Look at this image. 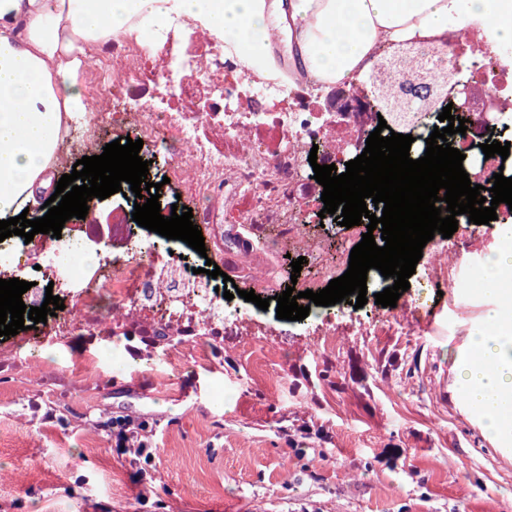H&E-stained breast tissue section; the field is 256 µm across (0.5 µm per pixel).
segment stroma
<instances>
[{"label": "stroma", "mask_w": 512, "mask_h": 512, "mask_svg": "<svg viewBox=\"0 0 512 512\" xmlns=\"http://www.w3.org/2000/svg\"><path fill=\"white\" fill-rule=\"evenodd\" d=\"M444 336L337 306L334 348L275 317L262 340L159 338L134 323L88 377L30 343L0 356V512H512V452L461 400L480 298L454 314L410 287ZM144 424L152 457L116 448L112 423Z\"/></svg>", "instance_id": "35a3bbf8"}]
</instances>
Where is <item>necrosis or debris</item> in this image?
Returning a JSON list of instances; mask_svg holds the SVG:
<instances>
[{
    "label": "necrosis or debris",
    "mask_w": 512,
    "mask_h": 512,
    "mask_svg": "<svg viewBox=\"0 0 512 512\" xmlns=\"http://www.w3.org/2000/svg\"><path fill=\"white\" fill-rule=\"evenodd\" d=\"M467 58L480 91L473 108L490 107L500 118L512 117V65L490 60L483 43L457 35L416 39L403 56L397 83L435 80L448 64ZM112 98V112L92 104L77 124L83 151L97 146L95 133L104 121L146 144L157 145L168 160L165 171L181 196L192 203V222L205 239L212 263L224 262L225 233L246 239L238 264L251 283L261 285L273 276L277 251L313 256L315 276L298 280L296 291H319L344 274L337 252L310 233L316 223L315 197L305 160L319 146L321 163L345 171L353 141L367 138L368 126L356 112H318L304 88L246 67L238 54L178 20L169 26L160 44L118 38L112 42V61L102 75ZM164 91L171 106L160 110L141 98L143 90ZM485 138L475 129L453 135L462 146L463 168L502 172L512 177V162L501 156L482 159ZM460 238L435 236L421 263L426 288L472 286L482 269L489 246L465 248L472 233L469 217H458ZM127 224L117 233L98 235L70 255L51 254L50 235L35 234L30 245L0 252V278L12 279L18 268H40L59 292L75 297L77 311L57 318L48 337L64 343L75 333L98 331L108 336L121 318L151 328L166 327L173 336L210 331L224 323L226 311L214 297L185 287L188 267L173 257L146 260L127 247Z\"/></svg>",
    "instance_id": "obj_1"
}]
</instances>
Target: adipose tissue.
Here are the masks:
<instances>
[{"label":"adipose tissue","instance_id":"1","mask_svg":"<svg viewBox=\"0 0 512 512\" xmlns=\"http://www.w3.org/2000/svg\"><path fill=\"white\" fill-rule=\"evenodd\" d=\"M184 17L266 74L272 37L287 34L289 72L327 87L365 70L382 44L467 32L476 19L512 43V0H0V220L41 215L58 142L87 109L80 70L114 37H156ZM499 234L505 245L481 272L494 307L471 331L480 359L463 372L467 399L493 436L512 430V296L501 294L512 275V225Z\"/></svg>","mask_w":512,"mask_h":512}]
</instances>
